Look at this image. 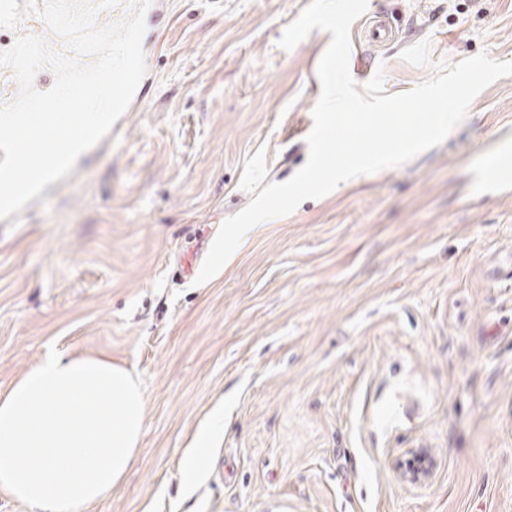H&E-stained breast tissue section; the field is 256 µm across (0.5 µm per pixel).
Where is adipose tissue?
I'll return each instance as SVG.
<instances>
[{"label":"adipose tissue","instance_id":"obj_1","mask_svg":"<svg viewBox=\"0 0 512 512\" xmlns=\"http://www.w3.org/2000/svg\"><path fill=\"white\" fill-rule=\"evenodd\" d=\"M144 413L126 367L47 354L0 396V489L33 512H84L131 470Z\"/></svg>","mask_w":512,"mask_h":512}]
</instances>
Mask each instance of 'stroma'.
I'll use <instances>...</instances> for the list:
<instances>
[{
	"label": "stroma",
	"mask_w": 512,
	"mask_h": 512,
	"mask_svg": "<svg viewBox=\"0 0 512 512\" xmlns=\"http://www.w3.org/2000/svg\"><path fill=\"white\" fill-rule=\"evenodd\" d=\"M309 2L168 0L140 105L0 220V395L50 352L109 358L145 394L136 462L86 512H512V176L486 175L512 148V76L442 144L258 225L203 284L171 277L305 164L331 35L277 41ZM368 9L399 33L371 48L352 25L357 83L512 60V0ZM424 40L431 66L400 59ZM414 448L433 468L410 483Z\"/></svg>",
	"instance_id": "1"
}]
</instances>
